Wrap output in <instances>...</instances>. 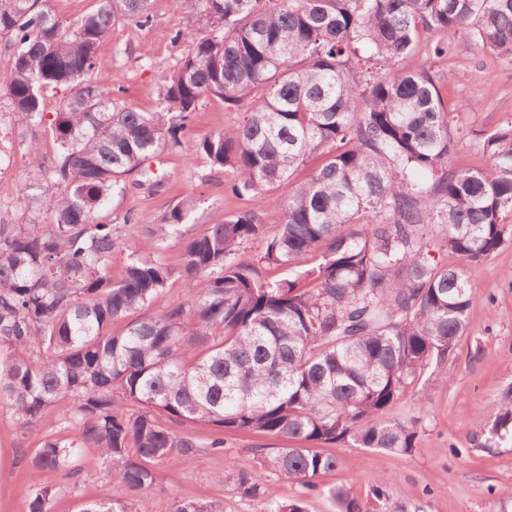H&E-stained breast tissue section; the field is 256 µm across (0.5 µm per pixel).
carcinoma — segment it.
<instances>
[{
  "instance_id": "1",
  "label": "carcinoma",
  "mask_w": 512,
  "mask_h": 512,
  "mask_svg": "<svg viewBox=\"0 0 512 512\" xmlns=\"http://www.w3.org/2000/svg\"><path fill=\"white\" fill-rule=\"evenodd\" d=\"M164 3L97 0L64 24L48 0H0V48L10 53L0 87L17 125L40 124L43 94L68 89L51 124L61 151L22 191L33 211L51 197L53 223L0 224V407L30 428L73 402L71 436L44 437L30 466L67 479L80 449H100L120 485L78 512H133L129 497L153 486L156 466L203 447L164 419L213 428L216 456L226 431L292 442L261 448L257 465L300 497L272 500L258 472H237L260 512H307L311 494L336 512H364L344 484L317 482L339 462L316 446L413 452L414 424L385 411L454 349L478 296L466 267L512 229V125L480 138L488 167L453 169L464 132L452 128L432 68L401 63L424 35L454 29L512 65V0H177L199 26L175 33L187 50L158 79L157 111L141 112L93 73L116 24L145 27ZM211 98L247 112L192 154L231 172L239 199L282 191L278 231L266 237L259 210L241 209L189 239L176 271L162 253L197 207L186 195L112 279V250L136 225L114 223L111 198L132 173L159 191L167 172L149 161L182 145ZM313 155L321 164L292 181ZM264 237L258 261L242 254ZM261 265L283 274L264 278ZM177 275L191 292L146 314ZM118 320L127 324L114 332ZM486 433L512 436L511 401ZM55 494L32 488L30 512H51ZM174 512L222 510L180 500Z\"/></svg>"
}]
</instances>
